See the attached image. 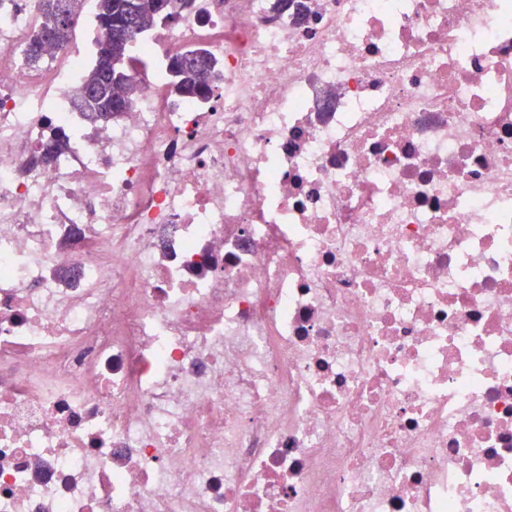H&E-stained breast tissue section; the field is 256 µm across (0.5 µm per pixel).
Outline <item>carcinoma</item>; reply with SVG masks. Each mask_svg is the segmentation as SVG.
Wrapping results in <instances>:
<instances>
[{
	"mask_svg": "<svg viewBox=\"0 0 512 512\" xmlns=\"http://www.w3.org/2000/svg\"><path fill=\"white\" fill-rule=\"evenodd\" d=\"M80 2L42 0L40 24L27 49L31 62L40 61L43 45L70 41L79 21ZM96 6L98 22L107 30L108 37L97 44L96 64L85 75L74 100L80 111L106 117L126 111L135 92L134 86L126 81L128 94L119 100L112 97L115 75L127 78L123 62L129 44L147 28L169 21L171 0H97ZM170 73L177 88L187 95H207L215 80L212 65L192 56L174 57Z\"/></svg>",
	"mask_w": 512,
	"mask_h": 512,
	"instance_id": "cac0c4a2",
	"label": "carcinoma"
}]
</instances>
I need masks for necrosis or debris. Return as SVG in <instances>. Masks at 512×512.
<instances>
[{
    "label": "necrosis or debris",
    "mask_w": 512,
    "mask_h": 512,
    "mask_svg": "<svg viewBox=\"0 0 512 512\" xmlns=\"http://www.w3.org/2000/svg\"><path fill=\"white\" fill-rule=\"evenodd\" d=\"M94 5L0 0V512H512V0H173L105 118ZM41 1L40 24L27 49L28 58L32 63L40 61L43 45L70 41L73 32L75 31L74 38L82 24V18L78 24V5L81 0ZM212 65L192 56H176L170 65V73L183 94L207 96L212 90L215 76Z\"/></svg>",
    "instance_id": "obj_1"
}]
</instances>
